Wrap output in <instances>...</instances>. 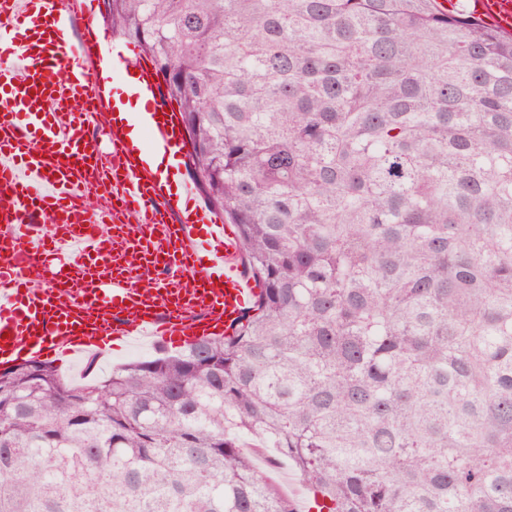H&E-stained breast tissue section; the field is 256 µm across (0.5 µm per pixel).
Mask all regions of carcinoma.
<instances>
[{
  "instance_id": "cac0c4a2",
  "label": "carcinoma",
  "mask_w": 512,
  "mask_h": 512,
  "mask_svg": "<svg viewBox=\"0 0 512 512\" xmlns=\"http://www.w3.org/2000/svg\"><path fill=\"white\" fill-rule=\"evenodd\" d=\"M264 295L232 334L0 371V512H512V33L437 0H104ZM241 444L243 450L250 454L254 460L256 467L264 473V475L285 492L296 503L299 511L305 499L307 498V490L300 483L295 471L285 460H277L272 462L273 451L271 448H261L255 441L249 437H243ZM245 448H254L253 452Z\"/></svg>"
}]
</instances>
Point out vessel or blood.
Segmentation results:
<instances>
[{
    "label": "vessel or blood",
    "instance_id": "b4317fda",
    "mask_svg": "<svg viewBox=\"0 0 512 512\" xmlns=\"http://www.w3.org/2000/svg\"><path fill=\"white\" fill-rule=\"evenodd\" d=\"M461 7L512 32V0ZM118 75L135 76L140 107L108 122ZM159 86L95 0H0V365L31 345L69 360L193 342L258 301L233 225L196 202L182 116ZM135 124L150 147L130 142Z\"/></svg>",
    "mask_w": 512,
    "mask_h": 512
}]
</instances>
